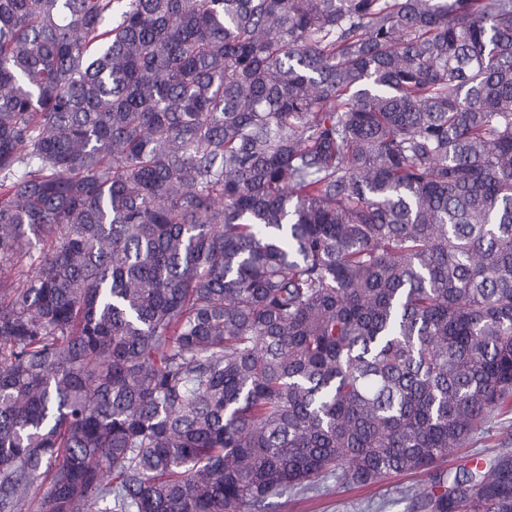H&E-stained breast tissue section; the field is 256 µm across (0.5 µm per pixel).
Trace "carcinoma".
Returning a JSON list of instances; mask_svg holds the SVG:
<instances>
[{
  "label": "carcinoma",
  "mask_w": 512,
  "mask_h": 512,
  "mask_svg": "<svg viewBox=\"0 0 512 512\" xmlns=\"http://www.w3.org/2000/svg\"><path fill=\"white\" fill-rule=\"evenodd\" d=\"M0 262V512H512V0H0ZM498 448H512V414L496 417L485 429L479 431L462 448L460 456H469L472 460L484 458ZM421 479L419 474H394L371 488L337 492L335 479L328 477L318 493L295 491L270 499L267 512H410L409 500L402 499L396 487L419 486Z\"/></svg>",
  "instance_id": "obj_1"
}]
</instances>
